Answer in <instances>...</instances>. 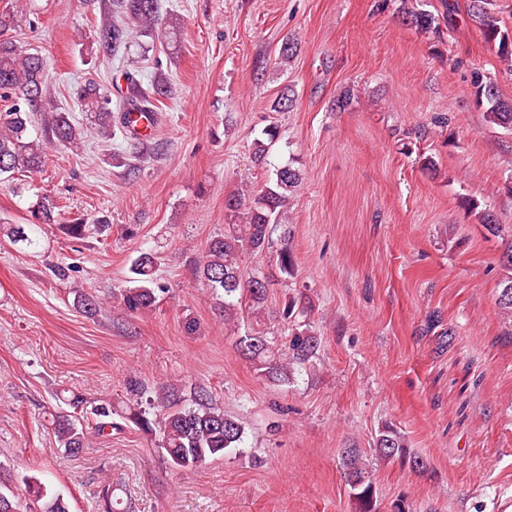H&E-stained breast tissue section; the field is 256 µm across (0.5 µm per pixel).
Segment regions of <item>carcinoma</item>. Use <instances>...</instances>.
Instances as JSON below:
<instances>
[{
  "instance_id": "cac0c4a2",
  "label": "carcinoma",
  "mask_w": 512,
  "mask_h": 512,
  "mask_svg": "<svg viewBox=\"0 0 512 512\" xmlns=\"http://www.w3.org/2000/svg\"><path fill=\"white\" fill-rule=\"evenodd\" d=\"M96 3L102 15L98 44L106 57L119 56L139 36L162 33L159 0H96ZM472 16L480 25L485 40L498 43L504 62L512 63V43L508 34L501 31L490 0H473ZM47 66V58L39 52L13 42H0V99L10 102L0 112V177L6 180L19 169L39 171L47 156L48 145L55 140L72 147L80 144L77 128L65 115L58 117L50 135L43 139L31 136L30 112L42 101ZM122 76L125 88L115 100L111 88L95 82L86 83L79 97L87 110L98 114L103 126L116 127L125 138L142 144L144 140L131 125L129 115L156 112L158 104L169 97L172 90L168 83L161 81L152 85L151 93L147 94L143 91L138 70L125 68ZM478 94L489 104L487 121L512 130V101L501 99L491 84L479 87ZM300 182L299 171L285 165L275 169V178L258 194L250 198L233 194L225 200L228 230L223 236L209 240L204 253L195 261L196 275L213 296L224 299V311L235 309L245 300L252 317L257 319L267 315L269 282L260 273L242 280L239 260L245 251L259 253L268 247L271 225L285 219L290 195ZM30 213L37 223L55 222V206L51 203L38 202ZM93 227L100 230L103 225L91 226L78 219L64 225L66 234L73 240L85 238ZM278 266L281 274H293L294 259L286 243L279 250ZM154 267L155 258L150 253L144 252L132 261L129 286L119 294L125 310L138 313L155 307L157 292L163 288L157 284ZM498 304L503 317L512 322V281L502 288ZM239 345L257 370L281 382L290 379L294 365L313 357L318 339L304 331H294L290 334L288 347L283 349L265 330L252 326L240 337ZM68 404L74 414L57 417L54 425L61 447L73 454L89 447L91 436L110 435L118 428L112 419L114 412L110 405L101 404L91 409L94 424L88 428L79 418L85 399L74 394L68 398ZM160 404L162 413L155 418H149L146 411L140 410L132 414V419L140 429L159 433L160 448L174 468H195L210 458L226 456L243 443L245 429L242 422L213 404L204 389L195 391L192 405L185 406L177 392L167 387L163 389ZM376 448L389 461L405 456L403 437L389 425L380 430ZM344 465L347 484L359 512H376L372 474L357 449L344 451ZM27 485L31 498L24 503L12 494L0 491V512H69L63 495L47 492L38 477H28Z\"/></svg>"
}]
</instances>
